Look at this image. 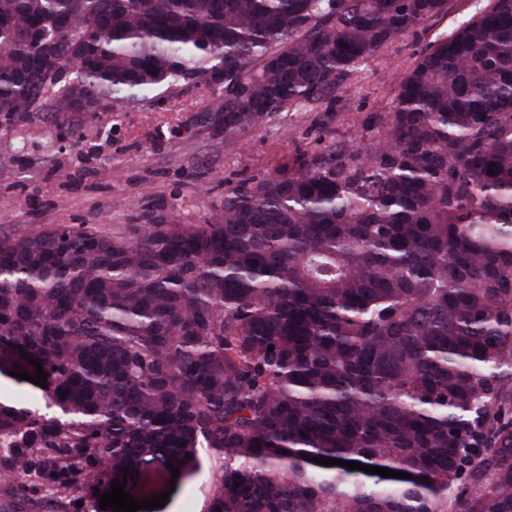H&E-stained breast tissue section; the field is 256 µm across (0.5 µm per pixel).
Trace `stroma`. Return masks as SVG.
I'll return each instance as SVG.
<instances>
[{"label": "stroma", "mask_w": 512, "mask_h": 512, "mask_svg": "<svg viewBox=\"0 0 512 512\" xmlns=\"http://www.w3.org/2000/svg\"><path fill=\"white\" fill-rule=\"evenodd\" d=\"M454 0L447 15L417 27L352 73L333 93L332 111L312 106L280 113L228 139L219 97L189 90L163 106L68 112L0 128V233L56 224L123 228L159 216L201 224L224 209L243 180L288 172L298 155L346 142H372L389 112L399 77L436 38L481 7ZM78 129L72 139L70 129ZM194 471L153 480L129 476L135 500L168 493L157 512H208L224 455L202 444Z\"/></svg>", "instance_id": "1"}]
</instances>
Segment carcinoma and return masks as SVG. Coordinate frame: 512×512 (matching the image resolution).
Returning <instances> with one entry per match:
<instances>
[{"instance_id": "cac0c4a2", "label": "carcinoma", "mask_w": 512, "mask_h": 512, "mask_svg": "<svg viewBox=\"0 0 512 512\" xmlns=\"http://www.w3.org/2000/svg\"><path fill=\"white\" fill-rule=\"evenodd\" d=\"M449 9L0 0V124L201 88L231 139ZM383 129L202 224L0 234V365L39 361L55 409L0 403V478L50 497L106 459L120 482L145 453L190 469L204 441L209 512H512V0L439 37Z\"/></svg>"}]
</instances>
